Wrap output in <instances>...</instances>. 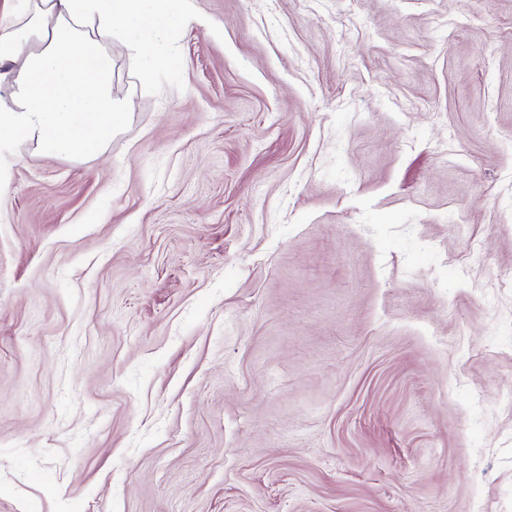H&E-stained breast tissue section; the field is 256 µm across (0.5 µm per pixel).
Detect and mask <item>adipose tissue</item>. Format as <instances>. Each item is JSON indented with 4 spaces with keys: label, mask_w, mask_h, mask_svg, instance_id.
<instances>
[{
    "label": "adipose tissue",
    "mask_w": 512,
    "mask_h": 512,
    "mask_svg": "<svg viewBox=\"0 0 512 512\" xmlns=\"http://www.w3.org/2000/svg\"><path fill=\"white\" fill-rule=\"evenodd\" d=\"M27 21L0 33V149L18 139L47 155L88 156L125 116L105 45L137 53L189 22L188 0H27Z\"/></svg>",
    "instance_id": "1"
}]
</instances>
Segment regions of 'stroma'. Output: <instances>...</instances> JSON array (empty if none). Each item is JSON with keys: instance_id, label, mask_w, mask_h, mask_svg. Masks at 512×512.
Returning <instances> with one entry per match:
<instances>
[{"instance_id": "stroma-1", "label": "stroma", "mask_w": 512, "mask_h": 512, "mask_svg": "<svg viewBox=\"0 0 512 512\" xmlns=\"http://www.w3.org/2000/svg\"><path fill=\"white\" fill-rule=\"evenodd\" d=\"M188 7L0 163V512H512V0Z\"/></svg>"}]
</instances>
